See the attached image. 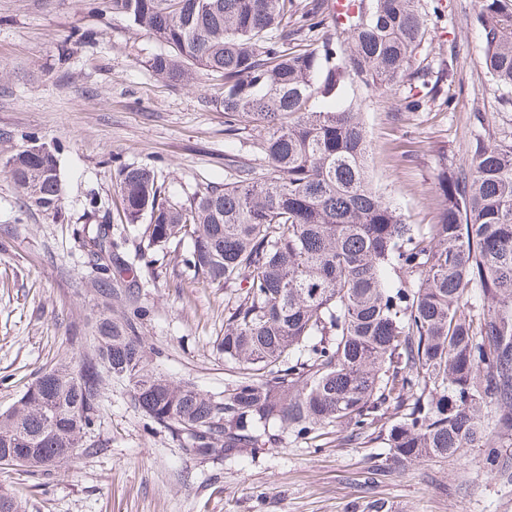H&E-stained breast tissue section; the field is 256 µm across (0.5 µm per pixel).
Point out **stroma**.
<instances>
[{
	"mask_svg": "<svg viewBox=\"0 0 512 512\" xmlns=\"http://www.w3.org/2000/svg\"><path fill=\"white\" fill-rule=\"evenodd\" d=\"M430 26V60L457 55L458 74L441 84L432 109L404 112L401 91L366 98L363 118L374 183L407 223L437 219L438 149L464 162L469 116L501 121V101L478 64L473 0H441ZM92 42L80 41L83 31ZM159 44L113 14L111 0H0V410L66 353L102 308L90 282L82 228L108 224L136 256L146 315L140 334L151 367L223 395L232 370L217 347L231 292L184 274L176 253L147 249L139 225L122 223L118 171L154 169L170 201L224 180L228 153L262 167L255 130L224 132L222 88L208 76L173 87L145 65ZM58 158V210L29 207L3 169L30 142ZM100 448L79 449L49 473L0 469V490L28 512H346L378 450L318 446L290 434L233 462L187 455L176 437L134 406L125 380H107L95 427ZM486 451L385 466L372 496L402 512H512V484L487 473Z\"/></svg>",
	"mask_w": 512,
	"mask_h": 512,
	"instance_id": "stroma-1",
	"label": "stroma"
}]
</instances>
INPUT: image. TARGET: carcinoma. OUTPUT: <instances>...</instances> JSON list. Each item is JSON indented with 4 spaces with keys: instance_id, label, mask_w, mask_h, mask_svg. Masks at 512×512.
Here are the masks:
<instances>
[{
    "instance_id": "cac0c4a2",
    "label": "carcinoma",
    "mask_w": 512,
    "mask_h": 512,
    "mask_svg": "<svg viewBox=\"0 0 512 512\" xmlns=\"http://www.w3.org/2000/svg\"><path fill=\"white\" fill-rule=\"evenodd\" d=\"M112 0V12L165 50L148 68L174 85L200 73L222 82L225 132L244 122L267 167L225 156L224 183L169 201L153 169L126 166L117 189L147 248L191 239L193 278L237 289L219 342L235 378L218 399L149 367L140 310L92 323V353L67 354L0 411V455L27 469L61 468L95 435L105 376L125 379L135 408L204 459L235 460L289 432L315 443H378L404 466L487 449V473L512 483L500 436L512 437V119L470 115L467 160L440 156L434 224H408L373 184L362 103L349 96L408 88L401 109L435 103L454 57L419 58L422 0ZM481 65L512 107V0H475ZM58 159L24 149L7 173L27 203L58 209ZM94 283L138 303L140 268L111 225L86 224ZM348 512H396L359 495Z\"/></svg>"
}]
</instances>
